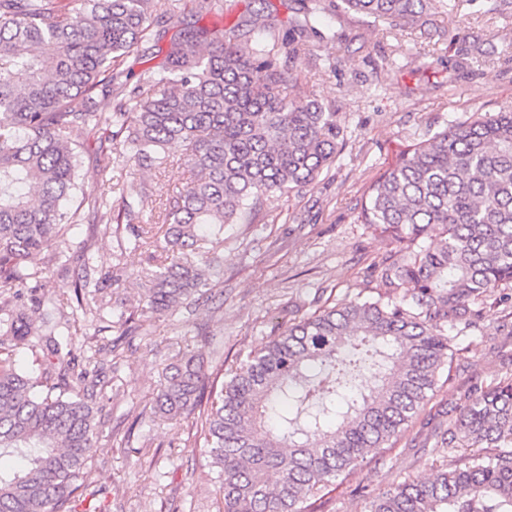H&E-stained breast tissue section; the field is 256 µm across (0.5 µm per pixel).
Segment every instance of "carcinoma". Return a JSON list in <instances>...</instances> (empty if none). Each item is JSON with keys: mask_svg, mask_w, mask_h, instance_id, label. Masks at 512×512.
<instances>
[{"mask_svg": "<svg viewBox=\"0 0 512 512\" xmlns=\"http://www.w3.org/2000/svg\"><path fill=\"white\" fill-rule=\"evenodd\" d=\"M346 9L392 29L413 27L445 0H342ZM173 0H0V456L25 466L0 472V512H101L87 493L99 444L96 401L103 349L77 359L72 338L55 332V303L26 295L69 250L77 212L91 206L103 230L114 212L129 244L165 252L210 242L197 262L155 264L143 284L137 322L172 314L220 279L209 254L224 225L249 224L263 202L313 184L329 170L343 129L336 107L289 97L298 77L276 62L270 25L261 39L235 29L189 25L165 61L147 71L107 111L101 101L123 85L124 58L170 21ZM321 0L300 32L319 33ZM105 130L106 149L159 172L168 148L184 144L191 177L158 223H135L143 185L119 191L105 165L88 187L80 173L84 136ZM119 192L117 200L112 193ZM358 221L407 243L383 269L378 299L326 306L288 324L238 366L212 377L194 357L166 369L158 410L198 413L203 452L218 468L217 512H322V492L366 457L392 445L433 396L448 360L445 326L479 316L469 302L512 283V112L473 113L401 149L366 188ZM121 268L75 279L85 316ZM41 347L44 378L16 368ZM450 457L434 475L378 494L370 512H512V376L463 393L435 432ZM478 451L458 453V443Z\"/></svg>", "mask_w": 512, "mask_h": 512, "instance_id": "obj_1", "label": "carcinoma"}]
</instances>
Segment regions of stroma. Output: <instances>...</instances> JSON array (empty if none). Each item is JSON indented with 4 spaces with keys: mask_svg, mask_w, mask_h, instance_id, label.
I'll return each mask as SVG.
<instances>
[{
    "mask_svg": "<svg viewBox=\"0 0 512 512\" xmlns=\"http://www.w3.org/2000/svg\"><path fill=\"white\" fill-rule=\"evenodd\" d=\"M217 14L193 13L158 28L141 59H128L131 81L160 65L169 42L195 21L238 27L248 33L254 13L268 16L280 38L293 35L303 0H223ZM327 41L304 33L309 51L292 58L280 52L281 65L297 73L290 96L312 95L335 104L343 142L328 173L317 182L271 202L249 224L224 229L219 288L174 315L153 320L148 335H121L120 316L139 314L142 285L136 273L147 252L121 248L124 233H105L84 215L76 226L73 250H86L102 272L123 261L127 275L105 288L109 304L95 334L72 300L77 268L68 263L49 273L46 295L56 299L62 322L78 346V356L113 345L109 385L103 401L105 423L98 429L107 453L91 463L89 489L102 512H216L220 497L209 458L193 444V418L166 419L153 413L166 365L182 357H203L205 366L223 359L239 363L240 353L261 348L289 321L324 304L373 300L383 293L382 262L399 258L404 246L374 233L357 219L367 185L411 140L445 128L478 111L512 105V9L486 13L481 0H462L439 27L381 31L369 18L327 7ZM121 183H142L151 195L140 220L155 223L160 203L172 200L189 178L184 166L164 173L141 172L116 164ZM476 323L448 328L450 369L442 371L427 414L458 406L467 385L489 386L512 375V287L477 301ZM149 443L148 457L137 448ZM430 427L415 420L392 447L369 455L325 498L323 512H369L372 499L393 484L424 481L432 460L445 456Z\"/></svg>",
    "mask_w": 512,
    "mask_h": 512,
    "instance_id": "35a3bbf8",
    "label": "stroma"
}]
</instances>
